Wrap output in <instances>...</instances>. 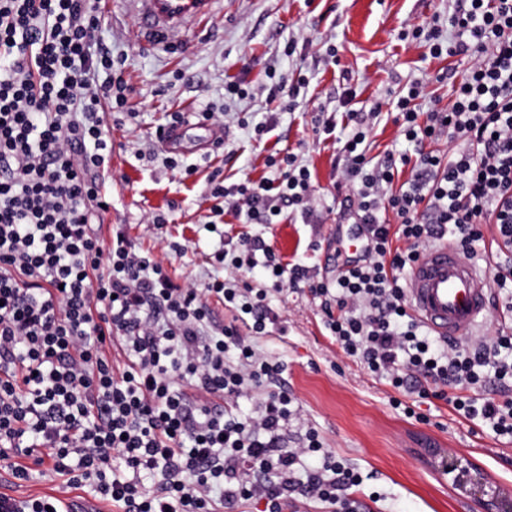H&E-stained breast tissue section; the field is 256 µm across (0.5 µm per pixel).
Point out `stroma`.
Here are the masks:
<instances>
[{
    "mask_svg": "<svg viewBox=\"0 0 512 512\" xmlns=\"http://www.w3.org/2000/svg\"><path fill=\"white\" fill-rule=\"evenodd\" d=\"M222 2L205 26H189L178 33L174 46L152 50L137 38L131 0H101L106 20L100 36L113 52L126 56V77L135 88L133 117L111 129L114 150L103 181L112 207L103 224L124 225L136 247L161 259L178 281L205 279L213 271L207 256L216 243L232 246L246 233L261 235L283 262L335 278L339 146L314 134L312 107L337 108L350 87L357 91L358 108L367 111L418 77L427 80L430 97L448 104L453 85L466 73V61L432 57L428 45L399 38L402 30L428 26L433 15L447 16L448 0ZM315 37L332 41L338 64L320 59L311 43ZM290 39L306 43V50L284 56L282 48ZM269 68L288 77L304 69L311 78L309 103L291 113H271L259 90ZM239 74L252 87L251 97L226 99L225 80ZM202 103L227 113L224 150L214 152L204 145L201 130H190L178 158L198 171L186 179L159 151L155 129L168 112H190ZM269 113L273 130L263 142L253 141L252 124ZM287 146L296 148L312 173L320 223H303L288 209L277 223L261 225L241 223L229 213L222 234L207 232L202 222L211 206L205 195L211 173L222 170L230 184L246 177L261 180L274 173L268 156ZM156 216L165 221L159 233L148 226ZM173 242L187 244V252L175 254L169 248ZM269 304L287 332L257 339L255 347L285 365L289 390L328 448L368 474L355 495L364 501L378 494L373 512H468L464 495L427 461L430 448L476 460L495 483L512 490L511 440L458 419L438 400L426 424L393 409L386 380L347 358L328 335L306 284L271 293Z\"/></svg>",
    "mask_w": 512,
    "mask_h": 512,
    "instance_id": "stroma-1",
    "label": "stroma"
}]
</instances>
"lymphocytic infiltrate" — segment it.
<instances>
[{"instance_id": "lymphocytic-infiltrate-1", "label": "lymphocytic infiltrate", "mask_w": 512, "mask_h": 512, "mask_svg": "<svg viewBox=\"0 0 512 512\" xmlns=\"http://www.w3.org/2000/svg\"><path fill=\"white\" fill-rule=\"evenodd\" d=\"M104 21L91 0H0V459L12 478L28 480L36 465L114 512H226L242 502L283 512L303 500L366 512L353 495L362 474L305 421L284 365L252 345L278 329L269 289L302 282L342 353L393 389L394 409L422 422L421 405L440 399L512 439V331L430 337L405 287L437 243L471 258L512 251V0H453L447 24L402 32L431 55L468 58L448 107L429 100L421 79L387 98L412 153L370 162L368 117L345 91L336 221L366 247L331 281L283 264L255 234L214 250L225 277L178 283L123 225L103 232L112 202L101 173L113 148L103 113H127L134 93L124 56L100 36ZM441 139L447 151L432 150ZM268 165L274 177L259 181L209 179L207 224L230 211L272 224L286 207L313 223L309 168L289 148ZM258 266L263 288L245 281ZM214 298L234 323L215 324ZM254 393L251 413L232 411Z\"/></svg>"}]
</instances>
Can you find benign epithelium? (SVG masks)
Instances as JSON below:
<instances>
[{
  "label": "benign epithelium",
  "mask_w": 512,
  "mask_h": 512,
  "mask_svg": "<svg viewBox=\"0 0 512 512\" xmlns=\"http://www.w3.org/2000/svg\"><path fill=\"white\" fill-rule=\"evenodd\" d=\"M437 467L466 494L474 512H512V493L501 492L473 460L450 453L441 457Z\"/></svg>",
  "instance_id": "1"
}]
</instances>
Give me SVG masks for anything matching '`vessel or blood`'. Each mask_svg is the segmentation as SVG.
<instances>
[{"instance_id":"b4317fda","label":"vessel or blood","mask_w":512,"mask_h":512,"mask_svg":"<svg viewBox=\"0 0 512 512\" xmlns=\"http://www.w3.org/2000/svg\"><path fill=\"white\" fill-rule=\"evenodd\" d=\"M220 0H136L139 39L166 45L188 24L206 23ZM492 294L489 275L448 243L429 248L407 277L413 314L440 336L464 338L484 321Z\"/></svg>"}]
</instances>
